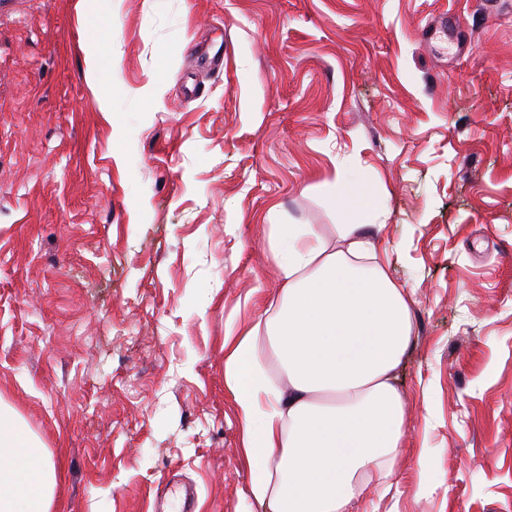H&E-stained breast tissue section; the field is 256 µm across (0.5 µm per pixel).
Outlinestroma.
Listing matches in <instances>:
<instances>
[{"mask_svg": "<svg viewBox=\"0 0 512 512\" xmlns=\"http://www.w3.org/2000/svg\"><path fill=\"white\" fill-rule=\"evenodd\" d=\"M345 169L413 299L403 451L357 508L512 512V0L0 8V400L51 512H252L225 332L278 291L272 225L343 223ZM345 177L349 181L346 180V182L343 183L340 173L337 172L333 182H325L323 184V187L328 191L329 198L333 201L335 206L336 187H339L337 206L345 217L366 215L378 206L374 194L352 181V178L350 179L348 177V173H346Z\"/></svg>", "mask_w": 512, "mask_h": 512, "instance_id": "1", "label": "stroma"}]
</instances>
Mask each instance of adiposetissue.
I'll use <instances>...</instances> for the list:
<instances>
[{
    "label": "adipose tissue",
    "instance_id": "1",
    "mask_svg": "<svg viewBox=\"0 0 512 512\" xmlns=\"http://www.w3.org/2000/svg\"><path fill=\"white\" fill-rule=\"evenodd\" d=\"M349 218L375 209L354 181L325 185ZM381 225H274L282 286L224 338L248 496L260 512H352L370 485L392 486L405 402L396 372L410 344V296L384 266ZM57 470L0 402V512H51Z\"/></svg>",
    "mask_w": 512,
    "mask_h": 512
}]
</instances>
